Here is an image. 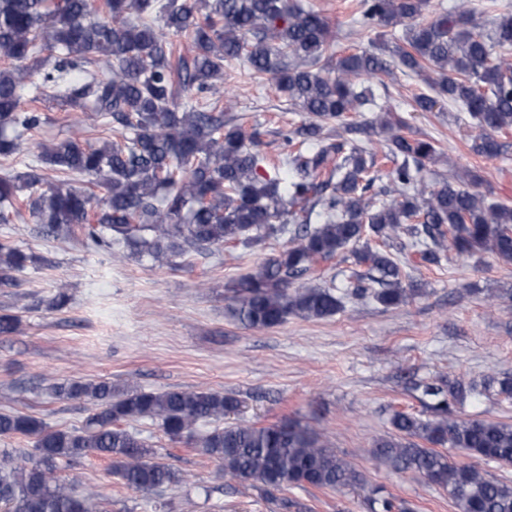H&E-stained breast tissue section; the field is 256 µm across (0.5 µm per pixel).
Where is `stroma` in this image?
Here are the masks:
<instances>
[{"label":"stroma","instance_id":"stroma-1","mask_svg":"<svg viewBox=\"0 0 512 512\" xmlns=\"http://www.w3.org/2000/svg\"><path fill=\"white\" fill-rule=\"evenodd\" d=\"M329 18L337 49L356 51L372 37L351 31L357 0H302ZM232 113L246 131H258L259 153L276 159L282 133L303 114L270 82H256L231 63ZM384 104L404 110L413 135L440 150L420 178L428 187L463 169L483 176L488 201L512 205V130L499 133L503 154L493 160L473 153L468 113L452 107L414 112L410 101L425 90L423 77L395 70L385 80ZM0 239L42 256V263L0 287V307L22 320L14 336H0V411L28 414L50 426L77 428L91 401L53 396L50 385L68 380H106L123 388L212 390L242 402L239 417L263 425L298 419L326 434L332 448L362 476L341 490L288 487L285 498L302 512H369L366 497L380 489L410 504L413 512H455L445 492L413 472L396 473L373 458L374 441L391 430L393 411L424 415L415 385L424 379L488 373L512 375V264L490 255L448 252L439 264L422 265L413 249L401 260L423 291L406 303L384 307L349 299L335 316L288 318L254 331L233 321L227 306L240 277L288 243L267 239L253 250L239 247L191 252L175 267L148 259L115 260L73 238H44L29 219L0 224ZM69 304L50 309L58 285ZM497 295L489 305L487 295ZM126 429L157 451L158 462L179 471L178 486L149 493L128 489L107 459L88 455L59 470L102 512H281L277 501L252 482L224 476L200 448L168 439L151 420Z\"/></svg>","mask_w":512,"mask_h":512}]
</instances>
